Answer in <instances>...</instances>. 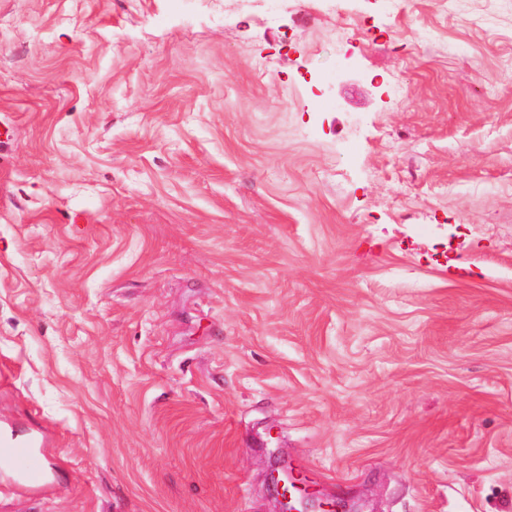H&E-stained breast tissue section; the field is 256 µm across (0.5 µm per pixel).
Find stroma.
<instances>
[{"label":"stroma","mask_w":512,"mask_h":512,"mask_svg":"<svg viewBox=\"0 0 512 512\" xmlns=\"http://www.w3.org/2000/svg\"><path fill=\"white\" fill-rule=\"evenodd\" d=\"M0 427V512H512V0H0ZM0 457L12 468L14 480L31 489H43L46 484L45 466L36 451L43 447L39 434L0 435ZM274 480L277 485V494L279 496L280 509L277 512H357L348 510V505L345 500L336 501L334 506H328L327 501H321L320 497L308 489V495L305 499V508L302 511L290 510L288 507V472L283 471V477L279 478V475L274 476ZM317 510H310V509Z\"/></svg>","instance_id":"35a3bbf8"}]
</instances>
